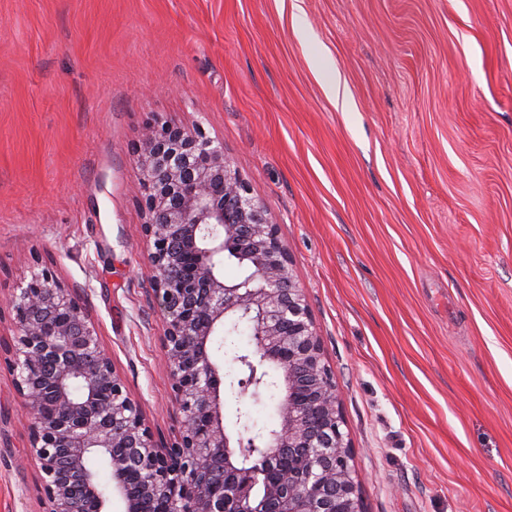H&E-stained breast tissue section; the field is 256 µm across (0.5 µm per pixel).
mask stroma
<instances>
[{
  "label": "stroma",
  "mask_w": 512,
  "mask_h": 512,
  "mask_svg": "<svg viewBox=\"0 0 512 512\" xmlns=\"http://www.w3.org/2000/svg\"><path fill=\"white\" fill-rule=\"evenodd\" d=\"M165 122L277 224L367 512H512V0H0V512L49 509L5 362L31 271L179 431L137 169Z\"/></svg>",
  "instance_id": "1"
}]
</instances>
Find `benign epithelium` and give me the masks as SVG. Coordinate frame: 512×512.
Wrapping results in <instances>:
<instances>
[{"label":"benign epithelium","mask_w":512,"mask_h":512,"mask_svg":"<svg viewBox=\"0 0 512 512\" xmlns=\"http://www.w3.org/2000/svg\"><path fill=\"white\" fill-rule=\"evenodd\" d=\"M137 164L180 435L169 446L155 438L85 307L49 271L32 272L11 300L8 353L49 512H109L114 494L125 512H145L147 502L158 512H366L340 391L265 206L197 126L149 127ZM229 251L252 270L249 280H224ZM237 320L251 323L255 355L279 367L286 393L269 434L276 452L247 470L242 437L224 425L223 375L210 354L212 337ZM285 453L304 467H283ZM94 454L112 473L109 494L89 468Z\"/></svg>","instance_id":"7a95c632"}]
</instances>
